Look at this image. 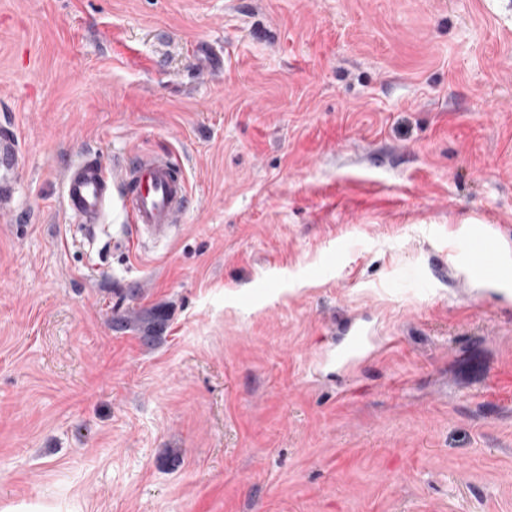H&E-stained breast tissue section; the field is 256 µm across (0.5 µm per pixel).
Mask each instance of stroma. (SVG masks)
<instances>
[{
	"label": "stroma",
	"instance_id": "1",
	"mask_svg": "<svg viewBox=\"0 0 512 512\" xmlns=\"http://www.w3.org/2000/svg\"><path fill=\"white\" fill-rule=\"evenodd\" d=\"M223 57L202 73L195 44ZM0 512H512V0H0ZM170 154L168 245L63 174ZM358 320L384 344L320 366ZM24 163L18 134L11 129L0 131V208L9 209L17 185L16 174ZM3 171V174H2ZM463 259L492 288L506 286L512 280L511 267L502 261L498 244L490 236L475 234L463 253Z\"/></svg>",
	"mask_w": 512,
	"mask_h": 512
}]
</instances>
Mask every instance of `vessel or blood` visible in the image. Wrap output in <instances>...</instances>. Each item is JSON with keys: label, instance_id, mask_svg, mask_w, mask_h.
<instances>
[{"label": "vessel or blood", "instance_id": "obj_1", "mask_svg": "<svg viewBox=\"0 0 512 512\" xmlns=\"http://www.w3.org/2000/svg\"><path fill=\"white\" fill-rule=\"evenodd\" d=\"M24 163L18 134L0 132V208L9 209L17 185L16 175ZM62 204L73 223L91 233L105 223L113 205H120L137 239L166 242L190 203L183 171L165 153L141 152L129 155L115 170H107L91 156H83L65 172ZM467 266L475 268L492 287L512 283V267L500 256L490 236L475 234L463 253ZM375 345L365 328L351 322L345 340L337 347L335 359L350 366L373 354Z\"/></svg>", "mask_w": 512, "mask_h": 512}]
</instances>
